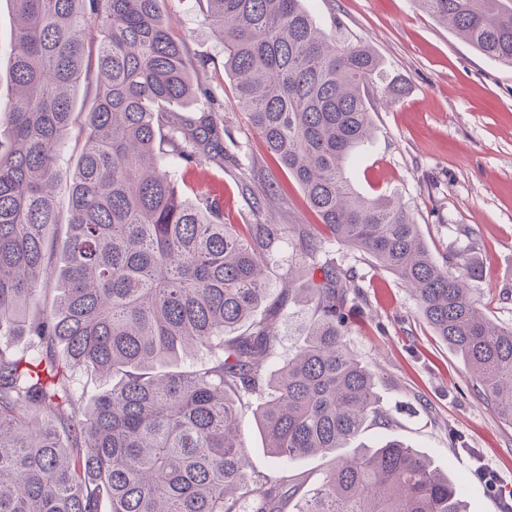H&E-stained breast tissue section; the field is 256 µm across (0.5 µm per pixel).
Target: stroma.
<instances>
[{
	"mask_svg": "<svg viewBox=\"0 0 512 512\" xmlns=\"http://www.w3.org/2000/svg\"><path fill=\"white\" fill-rule=\"evenodd\" d=\"M330 35L369 45L385 79L405 87L378 91L374 134L347 165L365 196L398 194L414 214L435 258L466 251L482 270L474 295L496 325L512 328V67L486 57L437 22L415 0H304ZM167 22L192 59L206 60L198 77L224 117V146L235 159L178 184L188 196L224 188L228 224H284L273 290L299 248L298 228L315 223L299 186L269 157L238 106L224 69V47L198 0H171ZM282 190L264 196V184ZM337 262L358 274L363 299L348 334L351 350L377 373L385 424L368 427L362 445L396 440L415 448L464 489L465 512H512V426L482 400L464 362L433 335L399 279L369 257L329 245ZM249 471L277 478L284 465L265 446L251 414L242 418ZM485 468L494 485L475 475Z\"/></svg>",
	"mask_w": 512,
	"mask_h": 512,
	"instance_id": "1",
	"label": "stroma"
}]
</instances>
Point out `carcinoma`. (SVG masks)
Masks as SVG:
<instances>
[{
  "label": "carcinoma",
  "instance_id": "carcinoma-1",
  "mask_svg": "<svg viewBox=\"0 0 512 512\" xmlns=\"http://www.w3.org/2000/svg\"><path fill=\"white\" fill-rule=\"evenodd\" d=\"M11 90L0 101V512H462L457 486L389 440L336 454L384 418L377 374L349 347L361 298L323 243L369 256L512 425V328L492 323L464 252L433 257L395 196L354 192L345 167L370 136L381 62L328 36L303 0H203L250 125L325 233L299 230L288 284L267 303L283 224L224 223V189L192 200L187 176L234 156L224 119L170 32L168 0H9ZM481 54L512 65V0H416ZM89 89L65 213L56 171ZM181 104L182 110L173 109ZM305 278V287H294ZM57 283L42 316L41 286ZM306 339L277 357L298 294ZM197 348L210 361L154 372ZM120 380L95 400L82 375ZM273 457L332 455L299 473L246 475L242 416Z\"/></svg>",
  "mask_w": 512,
  "mask_h": 512
}]
</instances>
